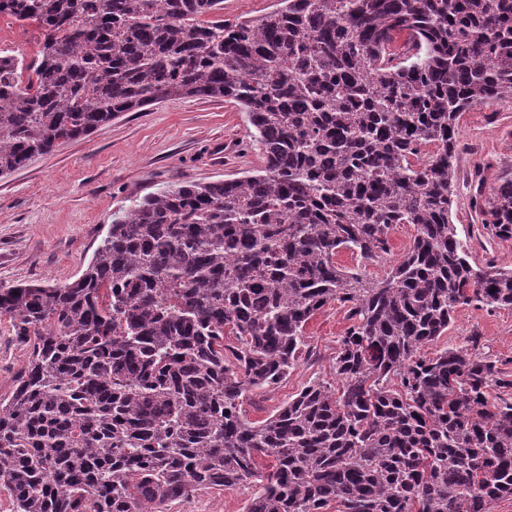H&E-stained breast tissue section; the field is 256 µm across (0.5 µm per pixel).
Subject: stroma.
Returning a JSON list of instances; mask_svg holds the SVG:
<instances>
[{
    "label": "stroma",
    "mask_w": 512,
    "mask_h": 512,
    "mask_svg": "<svg viewBox=\"0 0 512 512\" xmlns=\"http://www.w3.org/2000/svg\"><path fill=\"white\" fill-rule=\"evenodd\" d=\"M252 133L246 113L232 100L172 99L120 113L92 134L0 176V282L76 280L114 214L131 201L169 186L261 170L265 159ZM458 133L460 176L481 170L489 189L512 179V103L473 105L460 113ZM452 221L471 264L512 268V238H488L467 195L456 199ZM348 325L339 304L317 313L305 333L312 360L277 387L249 392L241 404L246 419H266L310 380L335 383L332 358ZM459 346L512 372V306L458 307L429 350ZM26 361L25 345L0 321V396L12 391ZM258 490L253 483L202 490L173 502L170 512H246Z\"/></svg>",
    "instance_id": "obj_1"
}]
</instances>
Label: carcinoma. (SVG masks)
I'll return each mask as SVG.
<instances>
[{
	"mask_svg": "<svg viewBox=\"0 0 512 512\" xmlns=\"http://www.w3.org/2000/svg\"><path fill=\"white\" fill-rule=\"evenodd\" d=\"M39 23L23 77L0 58V176L121 112L224 97L265 167L120 210L71 283L0 285L29 348L0 397L13 512H168L255 483L247 512H490L512 498V374L463 348L429 356L456 308L512 306V269L473 266L451 220L457 120L512 101V0H0ZM410 47L391 49L397 34ZM432 145L422 162L420 147ZM470 205L512 237V179ZM417 234L381 280L336 262ZM350 326L336 386L262 421L240 399L298 365L325 306ZM271 465L262 470L258 459ZM277 0H224V20L258 17L276 7Z\"/></svg>",
	"mask_w": 512,
	"mask_h": 512,
	"instance_id": "obj_1",
	"label": "carcinoma"
}]
</instances>
